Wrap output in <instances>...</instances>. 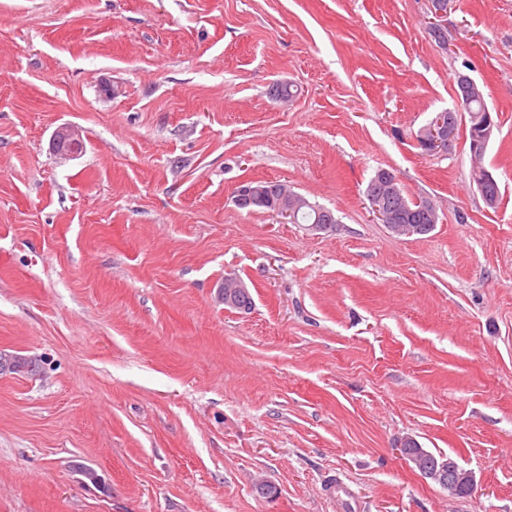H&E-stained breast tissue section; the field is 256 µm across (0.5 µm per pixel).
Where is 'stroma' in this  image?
Instances as JSON below:
<instances>
[{
	"label": "stroma",
	"instance_id": "1",
	"mask_svg": "<svg viewBox=\"0 0 512 512\" xmlns=\"http://www.w3.org/2000/svg\"><path fill=\"white\" fill-rule=\"evenodd\" d=\"M429 6L0 0V352L40 361L0 376V512H512V0H449L444 48ZM460 73L497 124L494 209L465 130L418 145ZM381 169L437 205L432 233L373 216ZM251 180L336 224L238 208ZM407 437L469 494L406 465ZM60 142H67L69 147L66 150L58 149V144ZM53 144L57 150V153L62 158H71L77 156L81 153V147L83 145V141L79 134L78 129L75 126H61L59 127L53 137ZM336 222V216L332 210L312 204L299 209L295 224H312L314 229H323ZM219 288L220 289H219L218 294L220 297H221V293L224 292V288H237V289L245 288V291L240 290L237 294H235L233 296V300L230 302V304L225 305V303H224V305L228 306L229 308L243 311V312H246V311H249L252 309L253 304H254L253 296H252V294H250L248 288H246V286L239 280L227 279V280H225L224 285H221ZM230 296H231V292H227V293L224 292V300H225V298L229 299Z\"/></svg>",
	"mask_w": 512,
	"mask_h": 512
}]
</instances>
